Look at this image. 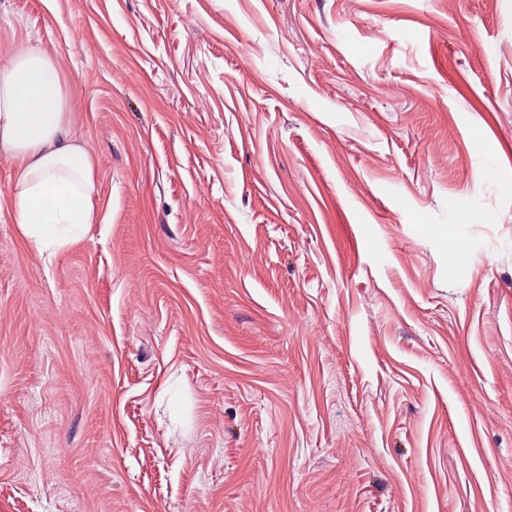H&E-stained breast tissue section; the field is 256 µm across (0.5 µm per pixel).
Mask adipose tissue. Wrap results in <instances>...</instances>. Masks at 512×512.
Instances as JSON below:
<instances>
[{
	"label": "adipose tissue",
	"instance_id": "ef3b65f1",
	"mask_svg": "<svg viewBox=\"0 0 512 512\" xmlns=\"http://www.w3.org/2000/svg\"><path fill=\"white\" fill-rule=\"evenodd\" d=\"M0 157L13 165L6 202L38 252L78 240L95 221V160L74 130L56 60L26 46L0 57Z\"/></svg>",
	"mask_w": 512,
	"mask_h": 512
}]
</instances>
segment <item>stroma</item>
Returning <instances> with one entry per match:
<instances>
[{"instance_id": "stroma-1", "label": "stroma", "mask_w": 512, "mask_h": 512, "mask_svg": "<svg viewBox=\"0 0 512 512\" xmlns=\"http://www.w3.org/2000/svg\"><path fill=\"white\" fill-rule=\"evenodd\" d=\"M26 44L96 220L0 211V512H512V0H0Z\"/></svg>"}]
</instances>
